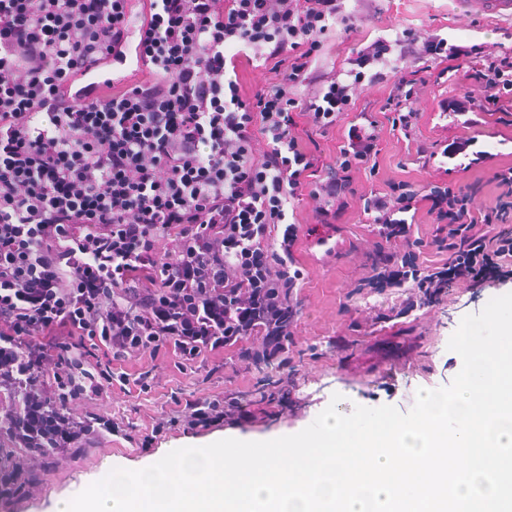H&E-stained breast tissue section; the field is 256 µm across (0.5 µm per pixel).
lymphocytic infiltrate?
Listing matches in <instances>:
<instances>
[{
    "mask_svg": "<svg viewBox=\"0 0 512 512\" xmlns=\"http://www.w3.org/2000/svg\"><path fill=\"white\" fill-rule=\"evenodd\" d=\"M142 2L132 35V0H0V431L20 448H74L98 429L135 442V429L111 417L74 412L117 382L151 390L152 373L132 379L113 361L164 351L193 370L225 337L253 335L261 313L271 327L240 361L280 358L299 314L280 291L303 277L289 209L312 200L314 224L333 227L355 173L379 154L374 125L353 122L335 159L320 163L298 121L335 128L364 84L387 81L385 107L411 130L417 82L380 71L388 54L463 60L479 88L472 109L512 104V53L436 35L377 39L343 75L313 69L336 25H354L343 0ZM249 50L274 62L278 79L247 95L231 69ZM113 53L144 60V77L64 104L65 89ZM493 180L499 194L486 210L474 184L393 181L366 198L380 240L360 287L411 284L410 311L452 283L505 275L512 167ZM422 203L437 226L432 247L449 256L430 272L406 219ZM177 413L190 429L254 417L231 394Z\"/></svg>",
    "mask_w": 512,
    "mask_h": 512,
    "instance_id": "f902f5d3",
    "label": "lymphocytic infiltrate"
}]
</instances>
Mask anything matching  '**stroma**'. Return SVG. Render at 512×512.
Listing matches in <instances>:
<instances>
[{
  "label": "stroma",
  "mask_w": 512,
  "mask_h": 512,
  "mask_svg": "<svg viewBox=\"0 0 512 512\" xmlns=\"http://www.w3.org/2000/svg\"><path fill=\"white\" fill-rule=\"evenodd\" d=\"M375 6V13H363L352 29L336 28L326 39L318 56L322 69L345 68L355 50L406 29L422 37L440 35L456 46L512 48L511 24L472 16L459 0H376ZM409 68L424 81L415 104L420 120L413 138H405L394 127L392 112L384 110L386 85L365 90L348 114L353 120L364 112L376 122L380 153L374 171L355 177L358 199L336 227L335 257L322 259L315 245L309 203L301 202L295 210L301 226L295 256L304 278L294 291L300 318L288 350L294 368L288 411L278 413L262 401L257 393L262 386L259 374L241 366L229 348L208 354L203 366L192 372L179 370L174 357L164 353L121 363V370L131 375L157 367L154 389L143 394L131 386L113 387L103 399L88 403V412L123 420L147 434L155 421L172 415L176 401L229 391L246 402L254 419L236 428L218 424L187 431L175 426L146 448L102 432L80 447L65 449L63 455L34 456L23 462L29 489L1 494L0 512H62L104 468L143 469L177 448L224 438L258 441L298 433L332 404L336 393L342 396L337 409L344 414L357 404L391 405L405 413L413 407L418 389L450 384L462 367L460 356L448 348L450 337L464 316L480 312L492 298L512 293V279L454 284L439 302L407 314L402 311L405 289L383 294L356 291V282L370 272L368 248L379 230L364 214L362 199L386 191L392 181L421 186L448 180L479 184V204L494 205L498 189L493 173L512 166V126L498 112L441 111L442 102L471 90L465 71L443 83L435 79L438 63L416 61ZM421 141L441 149L459 141L468 149L454 158L439 156L426 162L416 154Z\"/></svg>",
  "instance_id": "35a3bbf8"
}]
</instances>
